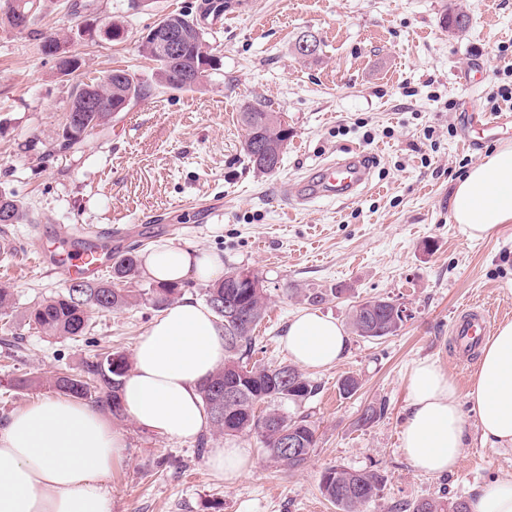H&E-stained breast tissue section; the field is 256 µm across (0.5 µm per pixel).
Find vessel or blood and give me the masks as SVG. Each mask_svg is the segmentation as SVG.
<instances>
[{"instance_id":"b4317fda","label":"vessel or blood","mask_w":512,"mask_h":512,"mask_svg":"<svg viewBox=\"0 0 512 512\" xmlns=\"http://www.w3.org/2000/svg\"><path fill=\"white\" fill-rule=\"evenodd\" d=\"M474 134L470 147L481 146L485 137H504L512 134V115L500 112L494 115L477 112L468 122ZM371 169L361 152L351 151L331 163L317 166L314 176L300 181L295 190V201L305 205L324 196L351 199L355 192L368 185ZM113 258L111 244L101 243L79 229L67 228L56 234L52 248L40 250L39 261L63 270L75 279H94L110 267ZM492 317L490 308H482L456 321L451 334L458 351L463 355L478 348L487 335L486 327Z\"/></svg>"}]
</instances>
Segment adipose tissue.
Returning a JSON list of instances; mask_svg holds the SVG:
<instances>
[{
	"mask_svg": "<svg viewBox=\"0 0 512 512\" xmlns=\"http://www.w3.org/2000/svg\"><path fill=\"white\" fill-rule=\"evenodd\" d=\"M452 219L475 239L512 223V145L498 147L457 182ZM142 268L156 283L200 284L220 279L224 260L213 251L163 244L144 254ZM348 341L339 320L312 310L296 315L282 339L292 360L311 369L335 365ZM224 354V327L209 307L188 296L165 305L134 347L121 390L125 416L172 438H196L209 424L199 387ZM470 413L487 444L512 447V322L483 342L467 406L435 362L413 365L401 452L419 472H455ZM124 447L122 430L88 403L44 397L15 410L0 423V512H112L106 481ZM252 467L251 450L236 444L209 453L211 472L228 485Z\"/></svg>",
	"mask_w": 512,
	"mask_h": 512,
	"instance_id": "ef3b65f1",
	"label": "adipose tissue"
}]
</instances>
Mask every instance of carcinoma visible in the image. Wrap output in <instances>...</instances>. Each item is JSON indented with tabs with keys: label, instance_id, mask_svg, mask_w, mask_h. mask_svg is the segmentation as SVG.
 <instances>
[{
	"label": "carcinoma",
	"instance_id": "carcinoma-1",
	"mask_svg": "<svg viewBox=\"0 0 512 512\" xmlns=\"http://www.w3.org/2000/svg\"><path fill=\"white\" fill-rule=\"evenodd\" d=\"M40 0H0V25L26 29L38 21ZM72 14L81 19L75 31L86 24L84 18L94 13V0H75ZM184 34L181 53L162 58L144 44L139 52L155 62L149 79L134 77L128 70L111 69L94 82L101 95L123 96L138 102L158 89L192 92L201 86L187 77L199 59L198 40L203 30L198 23L183 14L175 15ZM468 16L460 9L444 14L446 28L461 30ZM111 114L103 109L82 113V120L69 126H60L56 132L55 147L66 152L81 144L86 129L95 130L106 125ZM242 120L246 136L259 140L268 153L283 154V142L290 137L288 124L280 113L261 103L244 106ZM7 214L12 223L29 220L26 206L12 194L0 192V214ZM138 277V260L132 252L118 253L112 262L110 277L79 280L62 294L44 298L28 310V321L49 336H63L75 340L86 334L88 311H114L131 304L132 290L127 284ZM156 305L178 300L179 286L154 285L147 291ZM206 301L216 316L224 321V366L217 369L199 388L202 403L216 427L226 436L256 433L269 456L290 468L303 465L316 445V430L306 419L290 418L285 407L313 397L318 385L290 365L275 367L248 364L253 352L254 331L261 322L265 306V289L238 288L230 274L205 291ZM350 324L355 335L362 338H383L396 333L392 306L384 297L371 298L352 306ZM131 370L129 358L120 352H105L88 363L84 373L61 374L47 381L49 387L74 398L91 400L108 407L114 415L122 412L119 392L123 378ZM238 386L241 391L231 401H224V388ZM292 430L299 447L285 446L283 433ZM384 487V476L375 471H356L339 466L324 470L321 491L339 512H360L366 503L379 497ZM409 512H468V504L455 501L424 499L408 506Z\"/></svg>",
	"mask_w": 512,
	"mask_h": 512
}]
</instances>
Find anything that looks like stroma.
<instances>
[{"instance_id": "1", "label": "stroma", "mask_w": 512, "mask_h": 512, "mask_svg": "<svg viewBox=\"0 0 512 512\" xmlns=\"http://www.w3.org/2000/svg\"><path fill=\"white\" fill-rule=\"evenodd\" d=\"M35 31L0 27V189L22 200L32 223L81 224L118 232L115 249L144 253L173 243L218 252L225 271H254L266 290L253 358L276 366L291 359L280 338L322 291L323 315L348 322L353 305L384 297L406 319L394 335L351 336L333 367L308 370L318 391L289 406L316 429L302 466L274 462L257 435L253 470L234 485L213 476L210 449L226 438L207 427L180 441L113 417L126 448L110 479L112 512H337L321 492L331 466L384 475L379 498L362 512H404L423 498L471 500L512 479V449L481 441L467 416L460 468L434 477L417 472L399 449L409 371L436 361L465 398L476 361L451 354L449 327L462 304L489 302L498 322L512 321V229L469 238L451 217L456 181L494 149H471L462 133L468 112H487L495 71L512 64V0H226L224 26L204 25L216 66L194 92L157 90L112 117L77 149L52 153L53 137L75 85L116 67L148 77L153 64L138 39L164 15L198 19L202 0H97L98 13L122 21L127 38L75 43L82 68L63 80L42 51L44 37L70 30L71 0H40ZM466 11L465 32L443 28L446 9ZM312 35L319 56L295 44ZM261 101L281 112L292 132L279 168L256 174L242 152L241 111ZM355 149L372 165L371 181L349 201L301 207L292 191L315 165ZM222 204V220L207 219ZM31 223L8 225L14 252L0 259V288L13 306L0 314V421L51 389L13 388V378L83 373L97 354H132L158 315L139 300L90 313V330L74 341L29 325L26 310L65 292L71 279L38 264ZM348 375L355 395L338 390ZM385 411L369 425L367 408Z\"/></svg>"}]
</instances>
